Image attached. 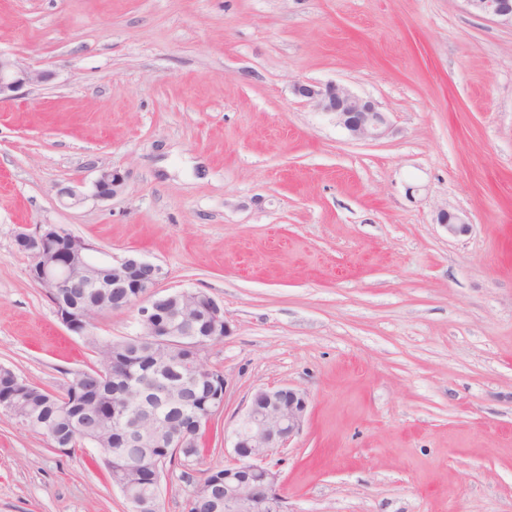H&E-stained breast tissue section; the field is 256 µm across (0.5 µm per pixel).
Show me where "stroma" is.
Segmentation results:
<instances>
[{
  "instance_id": "35a3bbf8",
  "label": "stroma",
  "mask_w": 512,
  "mask_h": 512,
  "mask_svg": "<svg viewBox=\"0 0 512 512\" xmlns=\"http://www.w3.org/2000/svg\"><path fill=\"white\" fill-rule=\"evenodd\" d=\"M0 53L50 73L0 101V366L60 393L99 363L31 280L28 225L160 265L231 326L203 355L224 411L162 512L281 386L310 396L270 460L288 512H512L511 27L464 0H0ZM299 82L374 101L387 135L352 138ZM0 512L129 506L96 448L0 410ZM94 195L102 200L112 199L125 187V177L117 169H102L94 183Z\"/></svg>"
}]
</instances>
